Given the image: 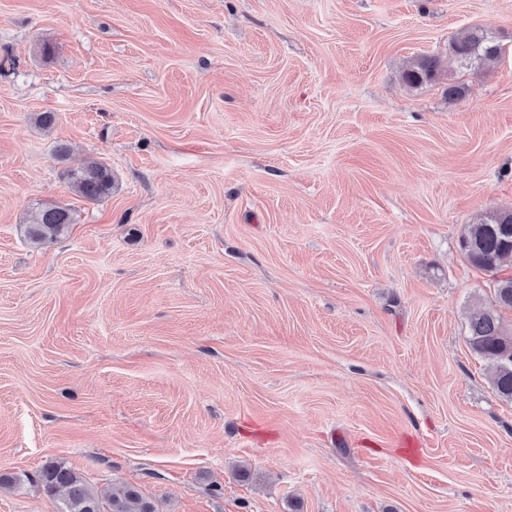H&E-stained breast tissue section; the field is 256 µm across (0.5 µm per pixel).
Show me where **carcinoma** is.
Masks as SVG:
<instances>
[{"mask_svg": "<svg viewBox=\"0 0 512 512\" xmlns=\"http://www.w3.org/2000/svg\"><path fill=\"white\" fill-rule=\"evenodd\" d=\"M501 53L500 45L480 28H470L456 36L448 48V59L437 56L411 60L402 72L409 86L442 80L448 62L489 65ZM69 190L97 202L112 194V168L104 161L90 160L65 173ZM75 223L66 206L40 208L30 224L27 237L36 243L55 240L68 233ZM460 247L474 267L494 273L506 260H512V210L493 212L468 224ZM512 310V276L494 281L493 301L476 309L469 317L467 342L471 350L489 361L493 386L498 395L512 401V329L502 319V311ZM43 491L60 503L59 512H154L153 505L135 488L121 494L97 492L80 474L58 463L45 465L39 475Z\"/></svg>", "mask_w": 512, "mask_h": 512, "instance_id": "1", "label": "carcinoma"}]
</instances>
